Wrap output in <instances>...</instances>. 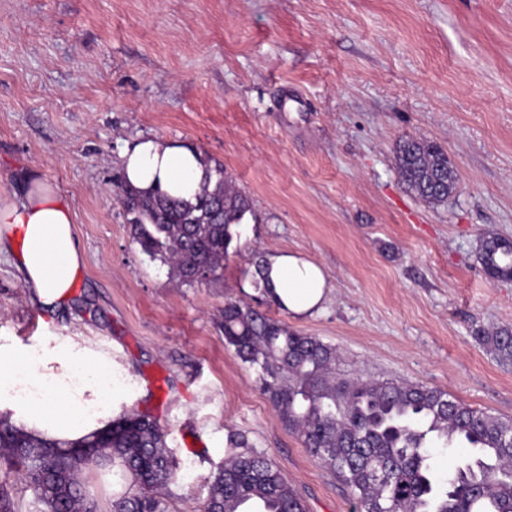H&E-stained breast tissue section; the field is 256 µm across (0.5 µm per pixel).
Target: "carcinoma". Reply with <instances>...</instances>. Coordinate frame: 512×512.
<instances>
[{
    "label": "carcinoma",
    "mask_w": 512,
    "mask_h": 512,
    "mask_svg": "<svg viewBox=\"0 0 512 512\" xmlns=\"http://www.w3.org/2000/svg\"><path fill=\"white\" fill-rule=\"evenodd\" d=\"M396 165L402 183L432 204L447 201L456 187L448 154L430 140L400 141ZM204 166L193 203L161 192L147 195L125 179L118 184L142 252L188 285L221 277L231 226L250 211L221 163ZM479 259L488 276L511 277L512 241L485 236ZM475 337L500 362L512 363L511 328H478ZM224 341L256 369L260 390L288 430L349 490L354 512H512V420L418 384L338 381L334 346L248 304L224 305ZM166 437L148 413H123L112 428L68 445L35 438L0 418V448L45 512H94L79 480L86 460L74 453L87 444L97 448V457L119 460L130 477L134 492L115 500L113 512H163L158 490L177 475ZM228 442L236 452L213 475L204 512H247L251 500L265 505L262 512H307L280 469L246 450L243 435L231 434ZM433 443L464 444L469 453L454 458L448 477L440 478L431 465Z\"/></svg>",
    "instance_id": "obj_1"
}]
</instances>
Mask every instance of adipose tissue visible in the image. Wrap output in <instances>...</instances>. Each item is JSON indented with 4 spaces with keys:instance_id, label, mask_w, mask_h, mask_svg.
Returning <instances> with one entry per match:
<instances>
[{
    "instance_id": "adipose-tissue-1",
    "label": "adipose tissue",
    "mask_w": 512,
    "mask_h": 512,
    "mask_svg": "<svg viewBox=\"0 0 512 512\" xmlns=\"http://www.w3.org/2000/svg\"><path fill=\"white\" fill-rule=\"evenodd\" d=\"M122 167L138 189L186 200L205 175L198 152L153 138L126 148ZM0 254L14 257L34 302L62 304L85 264L71 203L42 178L25 177L21 201L0 205ZM264 277L269 296L296 317L313 315L327 296L324 270L291 252L268 255ZM122 396L111 352L55 334L0 344V413L35 437L83 441L111 427Z\"/></svg>"
}]
</instances>
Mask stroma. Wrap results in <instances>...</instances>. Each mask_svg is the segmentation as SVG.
<instances>
[{"label":"stroma","instance_id":"1","mask_svg":"<svg viewBox=\"0 0 512 512\" xmlns=\"http://www.w3.org/2000/svg\"><path fill=\"white\" fill-rule=\"evenodd\" d=\"M407 137L447 151V202L400 181ZM146 138L222 163L250 201L215 282L179 283L134 238L117 181ZM23 171L69 198L85 265L50 310L1 255L0 343L77 336L111 352L126 393L145 385L137 409L180 463L165 512H202L233 433L308 512H352L225 345L230 301L335 346L338 378L417 383L512 420V364L473 336L512 328V280L478 259L487 234L512 240V0H0V204ZM281 251L327 275L312 316L254 286L258 258ZM81 479L96 512L129 490L98 463ZM0 496L40 512L1 457Z\"/></svg>","mask_w":512,"mask_h":512}]
</instances>
